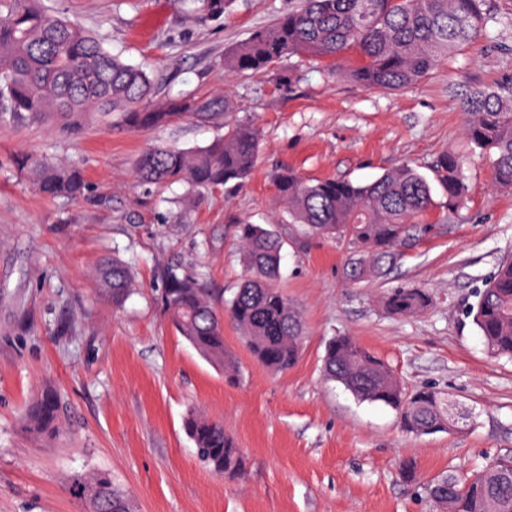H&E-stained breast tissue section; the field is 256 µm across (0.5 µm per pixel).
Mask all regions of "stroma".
<instances>
[{
  "label": "stroma",
  "mask_w": 512,
  "mask_h": 512,
  "mask_svg": "<svg viewBox=\"0 0 512 512\" xmlns=\"http://www.w3.org/2000/svg\"><path fill=\"white\" fill-rule=\"evenodd\" d=\"M301 0H230L223 16L191 15V0H40L95 32L112 54L142 67L153 99L224 93L250 118L261 146L239 188L144 185L139 156L157 144L208 145L216 126L177 119L152 132L91 119L75 132L56 118L0 125V512H86L76 479L108 473L135 512H445L421 480L459 478L512 456V360L490 357L465 311L498 264L512 257V188L496 186L485 155L467 150L465 95L512 78V0H487L493 21L422 81L368 89L331 62L294 57L267 70L225 73L224 56ZM298 79L285 84L283 69ZM466 154V199L441 192L388 279L357 288L342 279L345 245L304 234L276 201L275 170L307 180L365 183L408 164L426 177L443 153ZM36 153L77 165L84 196L36 193L11 161ZM272 224L285 244L280 287L300 312L302 354L283 373L256 361L232 324L224 345L240 378L198 355L163 314L171 258L204 275L223 309L243 274L235 224ZM134 292L122 308L98 295L95 271L112 255ZM429 289L432 306L390 315L391 288ZM350 334L409 389L430 386L469 417L448 433L414 436L398 413L326 381V342ZM61 401L59 433L34 437L24 409L44 383ZM222 422L247 461L244 476L212 473L184 429L188 411Z\"/></svg>",
  "instance_id": "stroma-1"
}]
</instances>
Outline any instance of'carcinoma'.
Instances as JSON below:
<instances>
[{"label": "carcinoma", "mask_w": 512, "mask_h": 512, "mask_svg": "<svg viewBox=\"0 0 512 512\" xmlns=\"http://www.w3.org/2000/svg\"><path fill=\"white\" fill-rule=\"evenodd\" d=\"M39 0H0V124L34 123L48 116L76 129L94 117L118 113L122 126L147 131L177 117L223 122L224 135L195 149L159 145L136 164L146 184L182 183L199 188L239 187L251 174L260 133L249 121H226L238 110L224 94L155 103L152 81L140 67L107 51L90 31L50 15ZM193 12L221 17L228 0H192ZM486 0H303L302 7L260 27L224 56L227 72L261 71L288 56L339 63L354 57L349 76L366 88L400 90L428 76L441 59L484 34L491 17ZM465 135L473 148L492 159L494 183L512 187V79L493 88L477 87L463 102ZM14 166L47 196L77 197L85 189L82 172L60 161L20 154ZM448 209L461 205L463 159L445 154L434 168ZM277 196L292 222L305 233L327 236L352 250L343 277L352 287L387 276L402 258L399 248L428 231L423 218L433 204L428 180L402 165L367 183L348 179L305 180L281 168L273 175ZM245 275L224 311L240 331L252 356L273 372L298 361L303 345L299 311L277 287L284 240L273 225H237ZM100 291L122 306L133 292L126 265L118 258L100 264ZM162 305L173 327L230 380L239 369L224 348V321L203 285V276L180 263L166 268ZM429 291L399 287L385 296L397 317L423 314ZM488 354L512 359V260L499 264L476 292L468 309ZM326 380L344 386L361 401L382 403L400 415L403 430L415 436L448 431V400L433 388L406 391L390 367L355 337H332L322 359ZM32 434L61 428L56 391L46 386L24 412ZM185 428L196 454L214 473L238 477L246 460L224 424L190 413ZM449 477L424 484L427 495L449 512H512V458L496 459L448 489ZM87 512H133L131 501L106 474L78 482Z\"/></svg>", "instance_id": "obj_1"}]
</instances>
